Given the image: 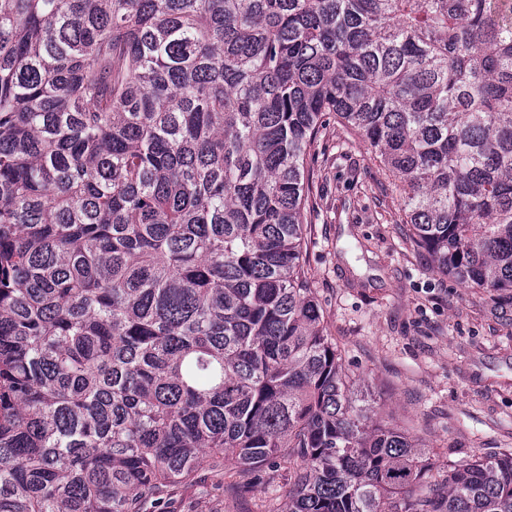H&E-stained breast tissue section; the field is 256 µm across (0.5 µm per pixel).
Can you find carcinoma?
Returning a JSON list of instances; mask_svg holds the SVG:
<instances>
[{
    "label": "carcinoma",
    "instance_id": "carcinoma-1",
    "mask_svg": "<svg viewBox=\"0 0 512 512\" xmlns=\"http://www.w3.org/2000/svg\"><path fill=\"white\" fill-rule=\"evenodd\" d=\"M369 143L440 274L512 289V0H0V512H512L356 403L304 270L311 149ZM256 483V490L240 501L224 493V486L235 477H219L210 474L203 465L197 477L177 485L171 495L162 502L157 512H258L264 496L268 475L263 473ZM248 507V509H247Z\"/></svg>",
    "mask_w": 512,
    "mask_h": 512
}]
</instances>
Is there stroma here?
<instances>
[{
  "mask_svg": "<svg viewBox=\"0 0 512 512\" xmlns=\"http://www.w3.org/2000/svg\"><path fill=\"white\" fill-rule=\"evenodd\" d=\"M309 168L305 271L342 367L384 423L431 462L512 450V291L445 277L417 248L400 201L364 139L329 121ZM199 468L157 512H259Z\"/></svg>",
  "mask_w": 512,
  "mask_h": 512,
  "instance_id": "obj_1",
  "label": "stroma"
}]
</instances>
